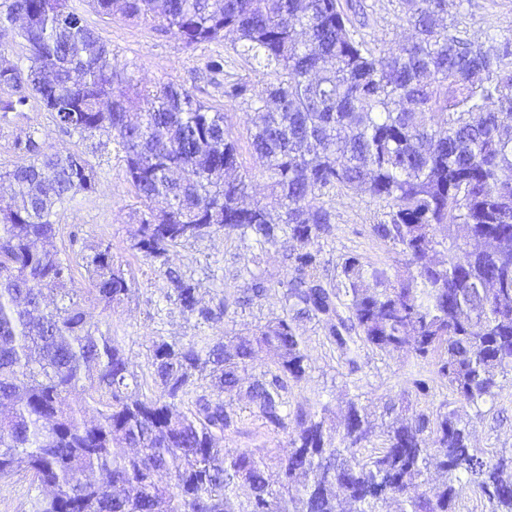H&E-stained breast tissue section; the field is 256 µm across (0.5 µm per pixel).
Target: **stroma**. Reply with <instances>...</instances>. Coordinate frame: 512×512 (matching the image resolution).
<instances>
[{
    "label": "stroma",
    "instance_id": "obj_1",
    "mask_svg": "<svg viewBox=\"0 0 512 512\" xmlns=\"http://www.w3.org/2000/svg\"><path fill=\"white\" fill-rule=\"evenodd\" d=\"M364 2L367 16L361 32L371 46L385 54L407 41L408 30L395 18L398 0ZM77 8L87 25L110 44L137 79L175 82L207 105L223 110L226 128L239 139L241 160L254 175L252 196L265 200L267 179L244 138L252 124V114L239 102L225 98L223 88L217 86L216 77L207 66L210 59L220 56L225 70L248 74L247 63L233 52L229 40L189 49L174 32H159L144 23L94 11L85 0H79ZM448 13L476 42L487 41L493 34L500 38L512 35V0H448ZM33 128L39 130L51 149L80 152L97 171L95 192L76 194L56 206L52 220L58 224L59 232L53 245L61 258L72 261L77 283H84L86 278V246L100 240L111 243L115 264L133 277L129 296L122 304L106 309L89 303L85 309L91 323L111 327L114 334L122 337L136 374L147 373L152 347L160 341L192 336L213 340L227 333L248 332L282 316V283L288 269L283 245L262 251L248 249L237 239L225 237L223 231L214 230L178 247L170 253L167 265L143 261L130 248L138 230L134 212L140 203L107 137L82 139L64 135L49 114L34 102L15 104L13 110L0 111V171L23 163L24 158L15 151L13 143ZM314 204L332 215L330 230L320 240L326 278H335L337 264L350 255L388 271L399 265L398 253L372 232L380 211L369 195L337 189L323 191L316 194ZM170 266L198 284L206 304L224 303L223 318L200 325L167 301L165 295L170 284L166 269ZM251 273L264 279L269 290L265 296L242 306L238 299ZM298 328L308 345L309 363L305 379L288 395L290 407L303 406L317 412L326 404L338 422L348 399H355L372 411H381L386 400L410 392L413 378L419 375L428 380L431 395L426 400L411 399L410 411L431 412L440 404H447L468 422L473 446L484 449L494 459L512 455V373L503 378L493 401L475 407L457 400L437 374L434 360L421 361L406 351L382 353L364 348L357 367L352 368L327 344L316 321L300 320ZM224 445L271 456L287 449L285 435L273 433L248 415L243 416L237 429L225 433Z\"/></svg>",
    "mask_w": 512,
    "mask_h": 512
}]
</instances>
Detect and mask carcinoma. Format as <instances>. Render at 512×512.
<instances>
[{
	"label": "carcinoma",
	"mask_w": 512,
	"mask_h": 512,
	"mask_svg": "<svg viewBox=\"0 0 512 512\" xmlns=\"http://www.w3.org/2000/svg\"><path fill=\"white\" fill-rule=\"evenodd\" d=\"M396 19L411 42L376 54L340 0H92L99 12L174 29L188 48L235 34L233 51L266 78H224V96L253 112L246 139L270 180L272 202L244 204L251 173L224 112L173 82L138 84L69 0H4L0 30L25 41L22 67L0 50V89L35 99L65 134L105 135L140 201L131 244L150 262L211 229L263 249L283 236L286 312L244 336L153 345L143 392L122 341L88 321L84 303L112 308L131 282L112 244L85 257L89 287L47 244L55 204L95 190L77 152H53L29 131L14 141L28 163L0 171V480L25 470L34 512H456L463 488L512 512V459L470 442L454 410L403 417L394 402L378 430L355 400L331 435L319 413L288 408L309 355L297 320L315 319L353 369L360 348L437 358L461 402L494 397L512 372V37L472 41L447 20L448 0H404ZM364 190L383 219L372 231L403 257L391 276L357 256L336 281L318 241L330 213L324 189ZM167 298L190 318L224 314L168 270ZM267 291L250 276L242 305ZM53 294L59 302L45 303ZM266 369L246 378L259 354ZM208 375L210 383L202 384ZM81 388L83 404L68 402ZM288 439L277 457L221 445L241 412ZM96 412L85 419V410ZM125 444L131 454L116 455Z\"/></svg>",
	"instance_id": "carcinoma-1"
}]
</instances>
